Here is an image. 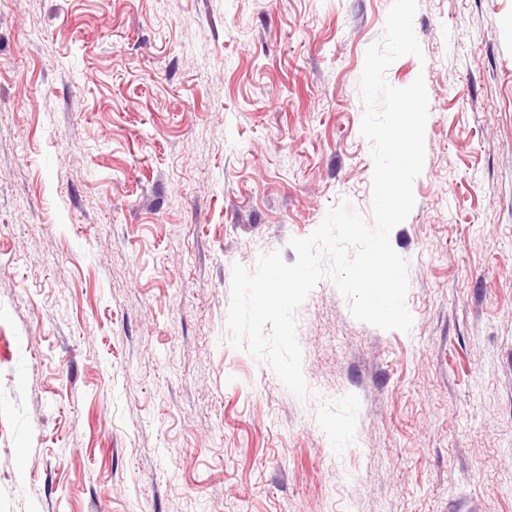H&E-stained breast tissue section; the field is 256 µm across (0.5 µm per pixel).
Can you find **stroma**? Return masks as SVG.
<instances>
[{
    "label": "stroma",
    "instance_id": "35a3bbf8",
    "mask_svg": "<svg viewBox=\"0 0 512 512\" xmlns=\"http://www.w3.org/2000/svg\"><path fill=\"white\" fill-rule=\"evenodd\" d=\"M392 0H0V512H512V0H419L409 332L331 280L298 399L232 266L371 219Z\"/></svg>",
    "mask_w": 512,
    "mask_h": 512
}]
</instances>
